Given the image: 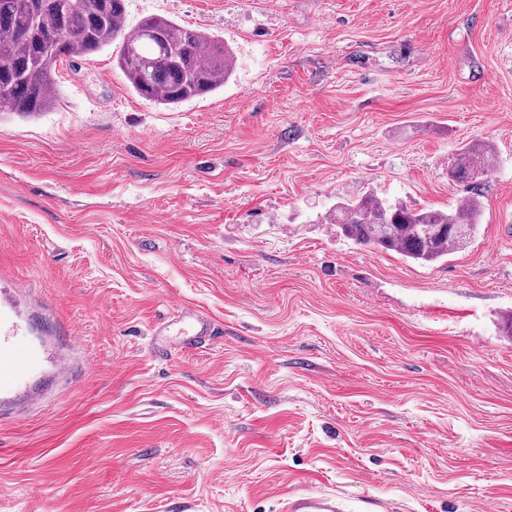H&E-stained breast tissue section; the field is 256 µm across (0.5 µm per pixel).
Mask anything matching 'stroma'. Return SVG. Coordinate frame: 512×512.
Listing matches in <instances>:
<instances>
[{
	"label": "stroma",
	"instance_id": "stroma-1",
	"mask_svg": "<svg viewBox=\"0 0 512 512\" xmlns=\"http://www.w3.org/2000/svg\"><path fill=\"white\" fill-rule=\"evenodd\" d=\"M222 37L223 88L140 98L116 47L0 115V512H512V0H127ZM497 164L450 185L460 146ZM445 209L420 265L328 211ZM182 306L220 330L155 352ZM285 512H344L341 501L336 495L301 496L288 501L284 507Z\"/></svg>",
	"mask_w": 512,
	"mask_h": 512
}]
</instances>
